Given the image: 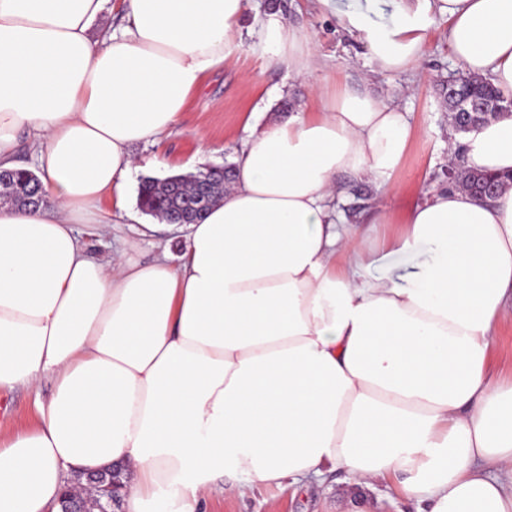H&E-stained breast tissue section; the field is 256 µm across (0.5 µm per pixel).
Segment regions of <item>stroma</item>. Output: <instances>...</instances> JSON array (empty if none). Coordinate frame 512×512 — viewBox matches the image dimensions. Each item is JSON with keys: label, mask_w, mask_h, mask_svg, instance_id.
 Listing matches in <instances>:
<instances>
[{"label": "stroma", "mask_w": 512, "mask_h": 512, "mask_svg": "<svg viewBox=\"0 0 512 512\" xmlns=\"http://www.w3.org/2000/svg\"><path fill=\"white\" fill-rule=\"evenodd\" d=\"M274 5L290 25L315 32L320 68L298 76L287 67L266 64L256 46V17ZM242 32V52L207 75L178 127L164 139L161 149L171 173L234 163L250 127L283 118L284 103H292L297 111L312 106L311 87L327 82L340 88L358 87L393 102L408 112L418 132L400 167L398 190L374 193L375 202L404 214L425 200L431 184H446L450 126L440 82L460 66L448 49L445 17L433 16L426 32L424 60L411 74L374 71L365 41L341 28L335 17L314 10L308 0H250ZM204 142L212 152L201 157L197 150ZM51 393L52 383L46 380L38 389L19 387L1 395L0 438L29 428L34 422L35 399H48ZM350 499L369 501L373 512H416L414 504L397 492L394 481L359 488L336 471L302 486L228 492L209 500L204 512H343Z\"/></svg>", "instance_id": "1"}]
</instances>
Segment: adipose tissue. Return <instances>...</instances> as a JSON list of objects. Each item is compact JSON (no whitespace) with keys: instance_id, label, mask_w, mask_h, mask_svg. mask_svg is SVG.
Returning <instances> with one entry per match:
<instances>
[{"instance_id":"ef3b65f1","label":"adipose tissue","mask_w":512,"mask_h":512,"mask_svg":"<svg viewBox=\"0 0 512 512\" xmlns=\"http://www.w3.org/2000/svg\"><path fill=\"white\" fill-rule=\"evenodd\" d=\"M249 0H0V170L27 133L43 206L0 205V392L51 380L35 423L0 442V512H57L75 474L120 465L123 512H202L224 493L324 470L395 479L416 512H512V378L489 353L512 321V187H432L405 217L348 224L340 176L387 193L415 132L388 100L316 88L314 104L243 141L235 178L182 250L99 259L127 216L130 148L176 127L205 77L243 46ZM362 34L377 69L424 55L432 10L465 72L512 99V0H394ZM267 65L319 68L314 36L260 20ZM449 158L512 172V116L450 136ZM90 230L78 232V225ZM426 248L406 280L379 253Z\"/></svg>"}]
</instances>
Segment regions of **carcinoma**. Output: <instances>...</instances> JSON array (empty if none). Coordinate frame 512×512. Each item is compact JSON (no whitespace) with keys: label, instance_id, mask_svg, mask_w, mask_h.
<instances>
[{"label":"carcinoma","instance_id":"obj_1","mask_svg":"<svg viewBox=\"0 0 512 512\" xmlns=\"http://www.w3.org/2000/svg\"><path fill=\"white\" fill-rule=\"evenodd\" d=\"M456 90L444 97L445 108L455 123L482 124L512 115V100L481 77L463 74L455 78ZM234 167L209 166L197 172L178 174L168 180L152 177L141 181L138 203L147 214L167 224H194L203 220L211 207L224 198L233 181ZM512 182L508 176L478 172L462 164L454 166L453 183L480 196L499 193ZM0 201L23 208H36L43 202L38 177L27 169L6 170L0 174Z\"/></svg>","mask_w":512,"mask_h":512}]
</instances>
